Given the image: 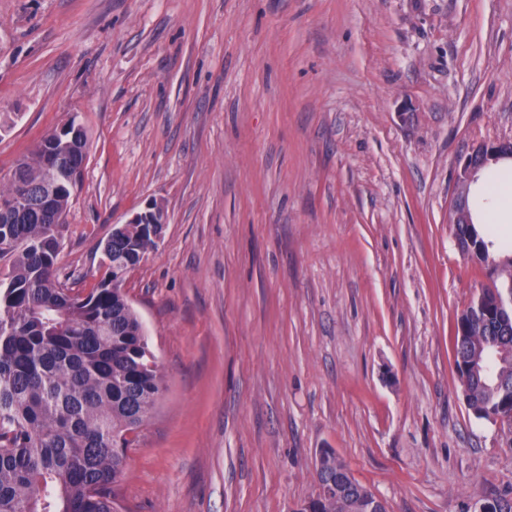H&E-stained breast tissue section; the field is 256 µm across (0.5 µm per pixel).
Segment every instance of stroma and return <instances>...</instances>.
I'll return each instance as SVG.
<instances>
[{"instance_id":"35a3bbf8","label":"stroma","mask_w":512,"mask_h":512,"mask_svg":"<svg viewBox=\"0 0 512 512\" xmlns=\"http://www.w3.org/2000/svg\"><path fill=\"white\" fill-rule=\"evenodd\" d=\"M72 116L62 272L94 288L113 225L169 216L125 285L165 381L127 512H293L325 448L389 512L512 500L449 223L460 160L512 140V0H0V185Z\"/></svg>"}]
</instances>
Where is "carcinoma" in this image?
<instances>
[{
    "instance_id": "cac0c4a2",
    "label": "carcinoma",
    "mask_w": 512,
    "mask_h": 512,
    "mask_svg": "<svg viewBox=\"0 0 512 512\" xmlns=\"http://www.w3.org/2000/svg\"><path fill=\"white\" fill-rule=\"evenodd\" d=\"M59 131L16 160L0 197L25 205L0 214V512H122L118 500L139 425L156 408L164 380L143 324L119 281L154 241L147 224H120L103 244L105 271L87 292L60 275L66 213L81 180V148ZM60 164L50 176L48 159ZM456 208L457 245L484 264L492 285L457 319L456 359L475 367L461 380L478 408L512 415L489 371L512 383V362L486 352L497 336L512 346V314L497 319L498 298L512 295V255L499 260L495 241L479 233L469 196ZM507 285L503 290L497 282ZM318 483L326 488L314 512H378L366 488L349 477L332 450L320 452Z\"/></svg>"
}]
</instances>
